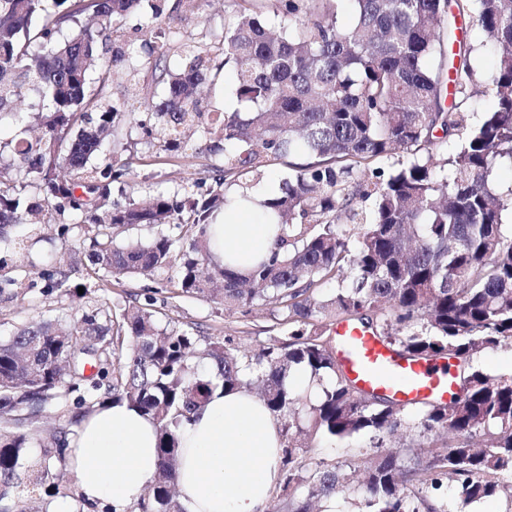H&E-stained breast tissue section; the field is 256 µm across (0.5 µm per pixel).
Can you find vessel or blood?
Returning <instances> with one entry per match:
<instances>
[{
  "label": "vessel or blood",
  "mask_w": 512,
  "mask_h": 512,
  "mask_svg": "<svg viewBox=\"0 0 512 512\" xmlns=\"http://www.w3.org/2000/svg\"><path fill=\"white\" fill-rule=\"evenodd\" d=\"M336 334L339 359L349 378L364 391L413 406L448 401L457 390V370L447 360L406 357L354 323L338 324Z\"/></svg>",
  "instance_id": "b4317fda"
}]
</instances>
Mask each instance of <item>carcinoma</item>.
Instances as JSON below:
<instances>
[{
    "instance_id": "1",
    "label": "carcinoma",
    "mask_w": 512,
    "mask_h": 512,
    "mask_svg": "<svg viewBox=\"0 0 512 512\" xmlns=\"http://www.w3.org/2000/svg\"><path fill=\"white\" fill-rule=\"evenodd\" d=\"M165 2L0 0V121L10 115L18 126L0 141V228L18 234L1 233L0 244H24L39 224H56L64 240L80 226L72 252L88 260L84 291L170 270L184 296L226 310L276 307L288 336L251 354L160 323L150 296L23 325L0 343V500L29 486L57 497L54 469L70 460L68 432L21 429L17 415L33 425L53 411L77 426L125 404L152 421L158 438L156 476L129 512H184L175 497L182 427L216 389L257 385L285 432L367 433L378 449L310 471L286 445L280 512H310L312 499L345 493L360 472L358 512H471L501 495L512 502V375L473 366L484 350L512 347V228L503 224L512 190L501 192L495 179L500 161L512 160V0H226L223 32L199 22L187 34L163 20ZM267 2L277 32L264 20ZM345 3L351 26L339 20ZM133 15L147 18L159 103L139 82L134 48L118 39ZM473 27L484 35L478 47ZM100 39L111 48L98 52ZM482 49L496 55L485 75L475 65ZM123 61L136 112L108 93ZM227 67L243 110L208 112L199 87ZM479 85L496 104L470 126ZM134 129L160 151L222 159L181 193L120 205L112 188L134 176L132 157L102 147L110 138L128 150L121 137ZM275 165L288 178L263 206L278 243L242 276L212 261L207 229L228 203L226 188ZM141 224L160 232L146 244L117 241ZM75 273L40 271L45 287L76 293ZM333 281V292L319 296ZM327 321L361 323L410 357L457 361L459 393L416 407L409 429L441 447L410 466L381 451L407 410L355 392L323 336ZM200 359L216 374L200 372ZM298 368L330 379L317 403L286 387ZM445 479L451 503L441 494Z\"/></svg>"
}]
</instances>
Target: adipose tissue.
<instances>
[{
    "label": "adipose tissue",
    "instance_id": "ef3b65f1",
    "mask_svg": "<svg viewBox=\"0 0 512 512\" xmlns=\"http://www.w3.org/2000/svg\"><path fill=\"white\" fill-rule=\"evenodd\" d=\"M255 202L210 225L219 261L247 273L267 259L278 232ZM280 423L258 397L214 391L181 432L176 486L186 512H266L280 480ZM78 490L89 500L109 501L124 512L157 472V438L150 421L124 405L85 419L71 453Z\"/></svg>",
    "mask_w": 512,
    "mask_h": 512
}]
</instances>
